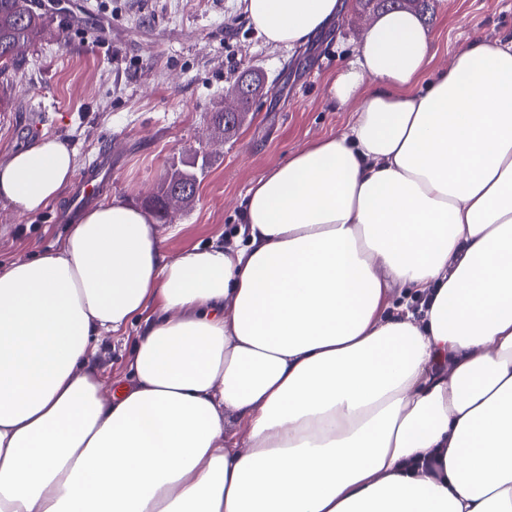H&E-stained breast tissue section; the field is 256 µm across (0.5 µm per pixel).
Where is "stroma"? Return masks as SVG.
Masks as SVG:
<instances>
[{
	"mask_svg": "<svg viewBox=\"0 0 512 512\" xmlns=\"http://www.w3.org/2000/svg\"><path fill=\"white\" fill-rule=\"evenodd\" d=\"M427 26L432 67L445 68L471 40L512 29V0H433ZM48 24L22 48L24 62L0 76V158L36 138L58 137L77 169L51 209L21 215L0 204V264L60 241L82 213L75 191L102 160L90 205L113 198L147 209L164 174L206 158L190 208L158 222L174 255L223 238L240 222L253 181L299 147L341 133L349 115L326 102V87L369 19L356 0L318 38L293 49L265 43L245 0H36ZM265 77L264 95L229 140L211 124L244 70ZM135 333L102 346L107 389L126 379Z\"/></svg>",
	"mask_w": 512,
	"mask_h": 512,
	"instance_id": "stroma-1",
	"label": "stroma"
}]
</instances>
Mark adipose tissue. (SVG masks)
Returning a JSON list of instances; mask_svg holds the SVG:
<instances>
[{"label":"adipose tissue","mask_w":512,"mask_h":512,"mask_svg":"<svg viewBox=\"0 0 512 512\" xmlns=\"http://www.w3.org/2000/svg\"><path fill=\"white\" fill-rule=\"evenodd\" d=\"M343 7L246 0L288 48ZM432 49L379 14L328 82L345 130L253 182L226 242L168 255L114 199L0 266V512H512V34ZM75 173L37 140L0 204ZM138 317L104 394L94 354Z\"/></svg>","instance_id":"1"}]
</instances>
